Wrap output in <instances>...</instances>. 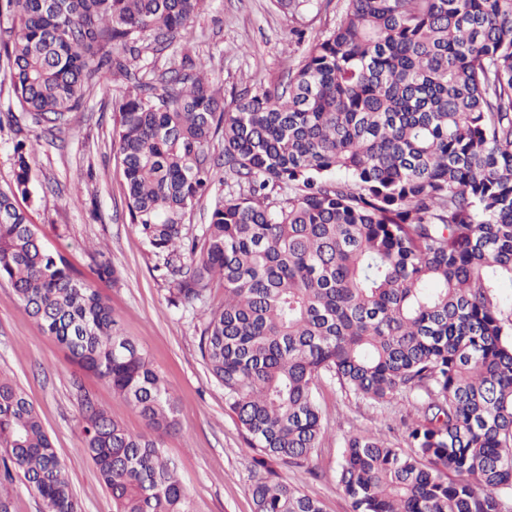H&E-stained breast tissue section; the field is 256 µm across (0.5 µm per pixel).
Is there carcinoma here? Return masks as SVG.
<instances>
[{"label": "carcinoma", "instance_id": "obj_1", "mask_svg": "<svg viewBox=\"0 0 512 512\" xmlns=\"http://www.w3.org/2000/svg\"><path fill=\"white\" fill-rule=\"evenodd\" d=\"M205 0H0L13 38L0 70L21 112L50 129L79 111L93 79L131 76L150 33L189 34ZM124 203L163 260L169 302L204 312L203 361L253 452L254 512H322L280 479L327 427L330 381L377 404L413 397L403 450L345 439L338 487L351 512H509L512 502V0H346L282 89L224 109L189 52L168 77L115 96ZM224 181L202 238L185 216ZM0 189V280L70 361L130 403L132 433L81 378L83 448L115 512H193L163 436L177 407L112 305L68 257L44 246L17 197L26 141ZM0 471L44 512H80L26 394L0 379Z\"/></svg>", "mask_w": 512, "mask_h": 512}]
</instances>
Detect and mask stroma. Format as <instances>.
<instances>
[{
	"mask_svg": "<svg viewBox=\"0 0 512 512\" xmlns=\"http://www.w3.org/2000/svg\"><path fill=\"white\" fill-rule=\"evenodd\" d=\"M344 0H313L296 14L277 0H207L186 46L223 88L224 106L234 109L241 89L274 90L297 67L310 43L339 22ZM17 107L7 85H0V188L14 180ZM116 112L101 87L87 90L81 111L67 126L47 130L22 119L27 136L29 196L19 198L44 245L58 250L84 275H91L92 250H102L118 282L102 285L122 332L147 355L178 409L179 430L164 445L178 465L194 512H252L248 492L251 452L224 409V390L209 373L199 350L204 310L224 301L223 289L204 302L174 307L157 259L129 222L124 177L112 141ZM75 372L53 337L25 311L12 288L0 284V377L18 384L36 408L65 468L81 512H114L112 496L85 454L79 412L72 395ZM85 386L103 401L112 419L134 433L146 432L139 414L113 396L102 381L87 375ZM318 400L330 427L310 468L280 469L284 481L319 500L323 512H350L337 485L344 440L371 431L404 446L398 426L412 412L404 401L379 406L322 383Z\"/></svg>",
	"mask_w": 512,
	"mask_h": 512,
	"instance_id": "35a3bbf8",
	"label": "stroma"
}]
</instances>
